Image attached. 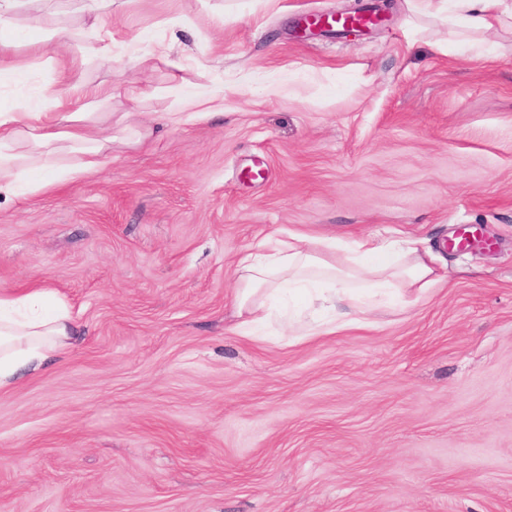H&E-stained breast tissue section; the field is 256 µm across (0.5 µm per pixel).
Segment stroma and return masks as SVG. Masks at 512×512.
Instances as JSON below:
<instances>
[{"instance_id":"obj_1","label":"stroma","mask_w":512,"mask_h":512,"mask_svg":"<svg viewBox=\"0 0 512 512\" xmlns=\"http://www.w3.org/2000/svg\"><path fill=\"white\" fill-rule=\"evenodd\" d=\"M358 3L121 0L104 61L80 0H22L0 103L75 111L76 66L111 89L114 142L95 173L0 195V292L53 289L75 326L0 389V512H512V29L479 61L408 0L359 36L294 31ZM158 45L180 72L135 67ZM176 75L223 107L165 121ZM396 231L437 270L405 308L236 333L241 252Z\"/></svg>"}]
</instances>
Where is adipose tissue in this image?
Returning <instances> with one entry per match:
<instances>
[{
  "instance_id": "adipose-tissue-1",
  "label": "adipose tissue",
  "mask_w": 512,
  "mask_h": 512,
  "mask_svg": "<svg viewBox=\"0 0 512 512\" xmlns=\"http://www.w3.org/2000/svg\"><path fill=\"white\" fill-rule=\"evenodd\" d=\"M415 12L431 15L459 33V48L471 52L469 36L487 34L512 20L506 0H412ZM95 113L79 109L55 118L43 102L0 108V194L18 198L40 192L50 181L74 180L97 171L112 137L102 135ZM422 240L369 235L346 245L330 238L289 235L266 238L236 262L233 307L238 325L268 321L270 303L295 286L310 287L308 305L328 320L307 326L295 315L284 324L291 336H313L360 324L367 293L395 291L400 299L425 292L434 282ZM73 334L70 307L56 292L34 288L0 293V388L16 374L65 353Z\"/></svg>"
}]
</instances>
